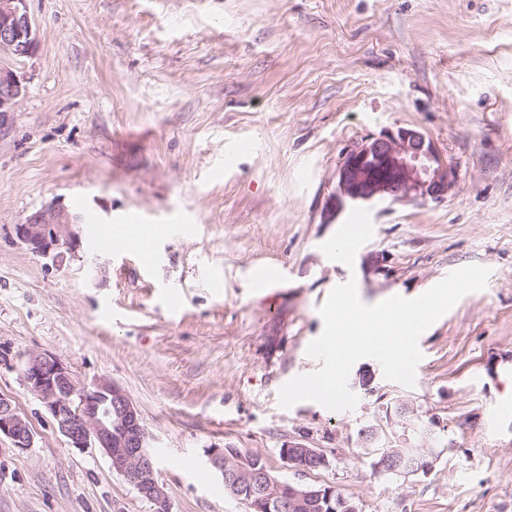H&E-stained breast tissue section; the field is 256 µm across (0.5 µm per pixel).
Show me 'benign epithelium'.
Returning <instances> with one entry per match:
<instances>
[{"instance_id": "obj_1", "label": "benign epithelium", "mask_w": 512, "mask_h": 512, "mask_svg": "<svg viewBox=\"0 0 512 512\" xmlns=\"http://www.w3.org/2000/svg\"><path fill=\"white\" fill-rule=\"evenodd\" d=\"M36 47V29L27 11V0H0V55L24 58ZM25 86L10 68L0 65V120L14 111ZM450 181L433 143L416 130H386L344 154L337 171V192L353 203L374 199L392 201H442L448 196ZM83 223V216L59 204H49L28 215L16 225L18 240L32 253L60 264L79 246L72 227ZM28 390L40 399L54 419L58 431L71 447L99 449L110 461L112 470L124 476L154 512H171L169 497L156 477L149 449V435L141 423L133 400L118 384L103 379L85 385L56 356L31 354L24 364ZM11 439L14 447H32L30 423L12 400L0 397V436ZM365 443L374 446L379 471L398 472L401 451L379 443L371 430ZM288 467L309 471L308 461L326 458L315 448L290 444L281 451ZM207 463L233 495L241 498L253 512H308L325 503L342 512H359L358 505L340 498L335 489L317 488L296 482H281L258 468L257 459L222 448L207 454Z\"/></svg>"}]
</instances>
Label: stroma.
Listing matches in <instances>:
<instances>
[{
    "instance_id": "obj_1",
    "label": "stroma",
    "mask_w": 512,
    "mask_h": 512,
    "mask_svg": "<svg viewBox=\"0 0 512 512\" xmlns=\"http://www.w3.org/2000/svg\"><path fill=\"white\" fill-rule=\"evenodd\" d=\"M37 47L12 61L26 93L0 128V395L32 448L0 436V512H153L96 449L69 447L26 387L32 353L137 405L172 512H246L209 449L259 453L277 478L331 486L363 512H512V0H27ZM419 131L451 172L442 202L336 194L343 154ZM250 142L245 152L237 143ZM57 202L97 215L62 266L15 226ZM369 238L328 254L354 216ZM152 225L151 257L100 247ZM282 277L253 288V265ZM490 270L419 338L414 387L373 372L354 410L279 405L319 309L408 299L444 272ZM223 282L205 285L212 267ZM438 418L428 472H379L361 432L404 438L394 412ZM318 449L288 470L279 450Z\"/></svg>"
}]
</instances>
